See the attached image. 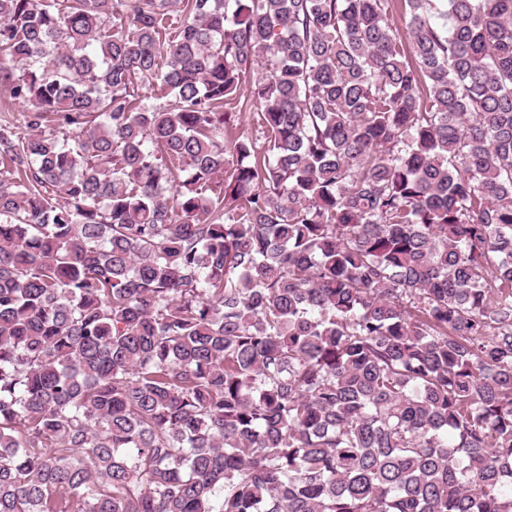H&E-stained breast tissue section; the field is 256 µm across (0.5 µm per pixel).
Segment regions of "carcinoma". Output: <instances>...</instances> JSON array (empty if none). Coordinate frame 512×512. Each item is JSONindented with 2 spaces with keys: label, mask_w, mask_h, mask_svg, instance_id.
I'll list each match as a JSON object with an SVG mask.
<instances>
[{
  "label": "carcinoma",
  "mask_w": 512,
  "mask_h": 512,
  "mask_svg": "<svg viewBox=\"0 0 512 512\" xmlns=\"http://www.w3.org/2000/svg\"><path fill=\"white\" fill-rule=\"evenodd\" d=\"M401 2L0 0V512H512V0Z\"/></svg>",
  "instance_id": "obj_1"
}]
</instances>
